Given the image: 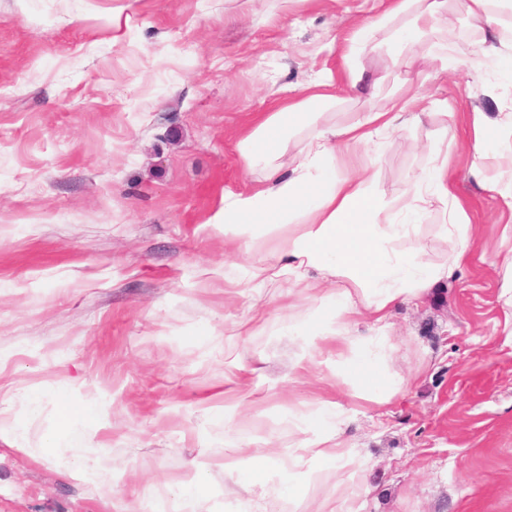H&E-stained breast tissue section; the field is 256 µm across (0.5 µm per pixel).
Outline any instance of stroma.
Returning a JSON list of instances; mask_svg holds the SVG:
<instances>
[{
  "label": "stroma",
  "instance_id": "stroma-1",
  "mask_svg": "<svg viewBox=\"0 0 512 512\" xmlns=\"http://www.w3.org/2000/svg\"><path fill=\"white\" fill-rule=\"evenodd\" d=\"M387 0H0V512H512V327L498 265L508 217L474 182L472 110L512 103V72L472 61L482 33L462 0L410 48L355 63L374 90H349L353 24ZM334 52H324L327 43ZM447 47L455 69L431 57ZM337 76L342 125L416 96L419 118L370 147L377 187L447 155L472 243L452 279L391 315L389 404L345 398V437L366 461H320L304 498L283 469L250 483L245 453L288 454L296 414L335 399L331 367L299 374L287 282L234 289L252 257L212 223L225 192L261 186L236 136L275 100ZM417 223L429 260L447 243L443 207ZM95 418L59 422L58 399Z\"/></svg>",
  "mask_w": 512,
  "mask_h": 512
}]
</instances>
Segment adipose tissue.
<instances>
[{
  "label": "adipose tissue",
  "instance_id": "1",
  "mask_svg": "<svg viewBox=\"0 0 512 512\" xmlns=\"http://www.w3.org/2000/svg\"><path fill=\"white\" fill-rule=\"evenodd\" d=\"M448 0H388L381 15L363 20L349 37V53L373 46L379 30L400 21L392 48L406 61L410 40L433 32ZM471 21L485 33L478 50L475 72L488 59L512 62V0H465ZM333 71L312 80L302 97L276 101L270 112L238 142L246 170H262L264 187L224 194V206L211 221L224 227V242L245 247L255 256L240 287L253 281L287 280L313 289L315 330L306 334L296 355V366L318 363L319 344L336 345V383L349 387L354 397L384 405L400 391L404 381L389 369V355L374 351L375 343L390 335V313L396 306L421 299L429 288L452 276L471 243V226L461 202L451 201L448 161L434 158L425 174L412 176L403 200L388 199L373 189V162L354 174L328 175L337 154L367 151L384 132L414 119L415 97L394 98L390 110L371 112L340 126L313 121L316 108L335 106ZM472 150L476 161L472 177L496 194L504 211L512 215V142L490 147L486 132L499 127L512 130V113L489 117L470 115ZM449 206V221L439 232L449 246L440 262H429L415 242L416 227L396 224L391 210L401 207L425 215L432 205ZM276 232V261L262 254L269 232ZM364 319L369 333L350 335L349 326ZM321 460L335 462L337 471L363 468L342 431H324L302 421L288 448V467L295 470Z\"/></svg>",
  "mask_w": 512,
  "mask_h": 512
}]
</instances>
